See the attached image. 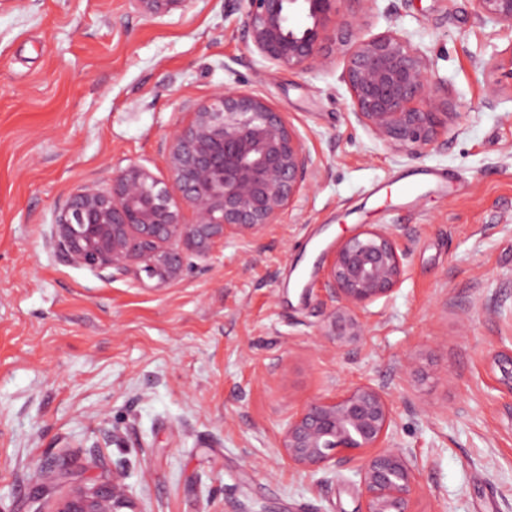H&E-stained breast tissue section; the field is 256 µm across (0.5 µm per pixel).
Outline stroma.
I'll use <instances>...</instances> for the list:
<instances>
[{"instance_id": "stroma-1", "label": "stroma", "mask_w": 512, "mask_h": 512, "mask_svg": "<svg viewBox=\"0 0 512 512\" xmlns=\"http://www.w3.org/2000/svg\"><path fill=\"white\" fill-rule=\"evenodd\" d=\"M244 21L237 0L156 18L130 0H0V503L36 512L66 491L32 485L35 464L91 486L123 461L144 512H358L354 465L299 473L280 439L312 398L368 383L422 463L414 512H512V394L493 361L512 348V73L481 66L512 53V30L468 0L362 15L365 35L391 26L427 50L464 114L411 157L356 124L340 67L261 68ZM225 88L286 113L314 187L161 288L71 265L55 242L70 195L131 163L167 181L170 135ZM362 224L397 230L406 275L333 355L318 262Z\"/></svg>"}]
</instances>
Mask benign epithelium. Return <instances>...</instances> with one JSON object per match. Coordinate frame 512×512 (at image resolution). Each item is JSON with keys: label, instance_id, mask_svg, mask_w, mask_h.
Segmentation results:
<instances>
[{"label": "benign epithelium", "instance_id": "obj_1", "mask_svg": "<svg viewBox=\"0 0 512 512\" xmlns=\"http://www.w3.org/2000/svg\"><path fill=\"white\" fill-rule=\"evenodd\" d=\"M193 0H130L148 17L184 11ZM244 37L259 63L288 70L328 69L341 59L339 80L355 122L395 154L427 152L462 113L448 111V85L432 78L433 62L395 29L360 34L353 9L377 0H239ZM482 21L512 28V0H469ZM304 18L300 26L295 16ZM169 176L180 202L146 168L130 163L103 188L78 187L57 216L56 239L72 264L112 275L132 274L162 287L179 280L189 258L206 259L215 240L250 243L279 223L321 171L283 112L255 94L225 89L191 113L166 145ZM406 253L391 227H364L336 241L323 269L334 301L321 336L331 352L365 334V308L390 296L406 272ZM498 385L512 394V349L496 353ZM386 395L359 383L318 396L288 416L281 448L298 471L313 474L358 463L359 512H413L419 463L396 447ZM71 487L35 512H144L128 472L86 487L63 468Z\"/></svg>", "mask_w": 512, "mask_h": 512}]
</instances>
